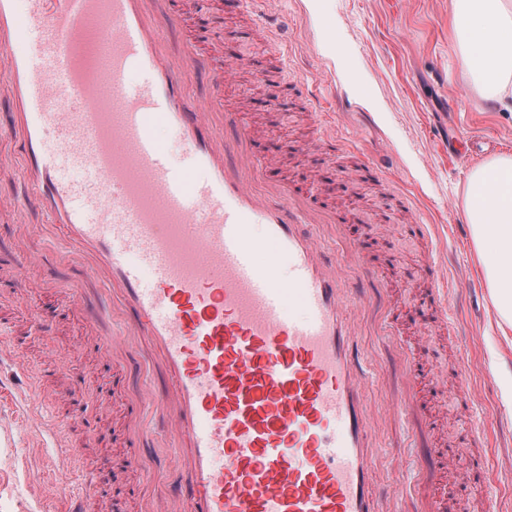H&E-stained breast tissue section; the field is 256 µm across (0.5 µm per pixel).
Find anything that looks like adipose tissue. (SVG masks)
Listing matches in <instances>:
<instances>
[{"label": "adipose tissue", "instance_id": "1", "mask_svg": "<svg viewBox=\"0 0 512 512\" xmlns=\"http://www.w3.org/2000/svg\"><path fill=\"white\" fill-rule=\"evenodd\" d=\"M449 25L484 99L512 104V0H452ZM467 220L502 320L512 331V155L474 169L468 179Z\"/></svg>", "mask_w": 512, "mask_h": 512}]
</instances>
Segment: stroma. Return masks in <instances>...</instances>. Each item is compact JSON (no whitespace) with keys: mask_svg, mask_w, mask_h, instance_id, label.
I'll list each match as a JSON object with an SVG mask.
<instances>
[{"mask_svg":"<svg viewBox=\"0 0 512 512\" xmlns=\"http://www.w3.org/2000/svg\"><path fill=\"white\" fill-rule=\"evenodd\" d=\"M320 2L316 10L310 0H263L261 24L226 10L224 0H169L167 8L184 17V30L203 35L205 51L224 71L230 105L243 112L259 149L274 154L276 174L318 204L347 214L370 266L391 282L397 313L411 312L430 289V244L409 235L407 227L419 220L439 225L449 270L474 278L481 289L475 297H452L474 345L476 408L512 426V366L504 360L512 337L501 333L463 210L472 171L512 153V111L483 100L448 31L451 0ZM266 24L277 28L280 43L267 40ZM282 46L288 50L284 68L277 62ZM262 83L287 93V112L259 103ZM313 84L326 103L325 115L310 112L298 97L299 86ZM320 121L335 126L354 152L319 151ZM471 135L490 139L485 156L466 157L463 147ZM368 157L384 166L381 179L363 174ZM73 276L61 270L52 289L23 292L1 285L0 318L20 324L29 358L62 371L57 385L66 405L108 433V440L87 451L100 489L91 512H105L110 493L138 488L140 479L128 465L124 402L109 395L121 377L98 352L100 338L112 329L93 332L72 312L59 287ZM44 321L51 323V334H42ZM405 338L419 369L434 380L424 396L437 422L433 442L451 447L458 421L448 372L454 339L428 315L407 326ZM24 411L20 401L0 407V424L9 430L0 437V512H46L58 486L74 495L85 489L77 475L61 482L43 470V461L59 451L52 439L39 443L19 432ZM411 441V432L400 426L384 428L380 437L385 466L402 478L409 473ZM487 459L494 490L512 512V441L492 435Z\"/></svg>","mask_w":512,"mask_h":512,"instance_id":"1","label":"stroma"}]
</instances>
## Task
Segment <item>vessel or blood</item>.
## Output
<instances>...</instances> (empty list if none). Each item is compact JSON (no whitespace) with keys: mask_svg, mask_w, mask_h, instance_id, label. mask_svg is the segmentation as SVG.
Listing matches in <instances>:
<instances>
[{"mask_svg":"<svg viewBox=\"0 0 512 512\" xmlns=\"http://www.w3.org/2000/svg\"><path fill=\"white\" fill-rule=\"evenodd\" d=\"M166 0H0V172L24 186L0 218L39 209L48 223L32 235L63 241L43 259L45 281L75 268L64 293L73 306L99 283L86 323L110 321L100 355L119 370L138 360L142 386L127 393L122 431L130 464L166 481L139 512H439L441 473L455 450L426 449L405 485L378 468L379 419L433 433L420 400L423 379L385 299L365 291L383 282L344 217L316 205L285 178L270 177L240 113L224 107V74L187 38L171 55L166 29L180 16ZM141 79L131 83V71ZM209 79L195 103L192 85ZM170 128L189 153L175 167L156 135ZM430 266L434 313L458 335L449 304L453 281L441 257ZM291 274L282 277L281 264ZM30 255L17 253L9 282L30 288ZM306 318H297L295 306ZM379 328L397 349L405 386L372 408L374 358L356 338ZM0 323V359L28 379L20 423L63 448L60 468L94 484L78 411L59 415L48 369ZM164 370L163 398L151 394ZM457 408L468 415L457 445L480 489L482 512H502L487 485L486 421L471 420L477 395L472 357L460 344L451 368Z\"/></svg>","mask_w":512,"mask_h":512,"instance_id":"b4317fda","label":"vessel or blood"}]
</instances>
